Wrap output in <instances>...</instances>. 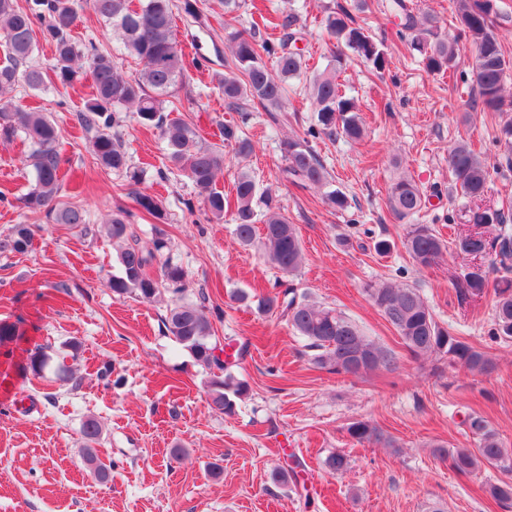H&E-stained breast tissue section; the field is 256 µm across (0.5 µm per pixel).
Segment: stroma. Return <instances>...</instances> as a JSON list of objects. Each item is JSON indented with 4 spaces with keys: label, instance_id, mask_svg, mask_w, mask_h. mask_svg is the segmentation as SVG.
<instances>
[{
    "label": "stroma",
    "instance_id": "obj_1",
    "mask_svg": "<svg viewBox=\"0 0 512 512\" xmlns=\"http://www.w3.org/2000/svg\"><path fill=\"white\" fill-rule=\"evenodd\" d=\"M270 1L297 15L307 75L291 81L282 110L258 113L245 127L254 145L245 158L223 145L220 133L222 124L238 120L214 81L224 69L223 0H201V22L181 14L175 20L179 44L187 54L207 56L209 67L189 69L166 105L194 123L202 143L223 145L228 162L217 190L232 195L239 169L246 168L276 196L302 241L304 262L293 282L309 302L341 310L367 336L400 353L398 335L365 288L384 279L416 286L438 322L489 352L495 371L475 375L404 357L395 370L362 378L316 368L286 319L256 308L281 272L259 246L242 247L230 221L188 211L193 183L170 168L158 132L126 118L113 132L133 165L145 170L142 190L163 203V229L189 273L188 298L206 295L218 345L248 347L235 373L249 384V397L234 416L215 411L207 371L160 322L166 299L119 297L108 286L120 271V245L105 229L113 212L130 211L146 244L155 223L137 206L125 174L94 162L91 136L76 118L91 78L42 92L19 86L15 104L47 113L61 130L60 201L80 200L96 233L81 234L25 207L31 148L20 137L0 144V238L19 224L34 231L27 251L0 253V323L16 328L14 338L0 344V512H512V501H495L486 491L501 471L487 467L461 477L434 452L438 445L474 447L472 413L512 449V342L487 336L490 297L459 298L453 283L465 267L462 258L450 252L421 268L401 244L411 222L432 225L449 241L476 232L448 171V148L456 141L471 143L492 166L483 207L512 205V171L494 168L501 116L472 102V47L460 41L459 67L433 73L421 55L407 51L410 35L396 26L387 0H369L358 21L383 41L388 66L376 73L350 53L337 73L340 90L355 101L364 137L310 142L333 188L350 202L338 212L323 203V189L303 190L284 179L279 143L303 136L315 122L308 77L326 66L332 49L323 19L327 8L348 0H241L238 28H249L253 9ZM402 175L426 196L425 208L409 222L388 204V187ZM379 238L394 242L390 254L375 253ZM240 292L250 302H238ZM40 346L50 361L37 379L25 366ZM61 363L73 371L72 381L57 380ZM89 417L102 427L95 453L111 469L107 482L83 461L80 431ZM357 420L378 427L394 447L356 443L347 427ZM174 448L184 449L181 460L171 459ZM333 452L348 459L338 474L324 465ZM278 469L289 471L287 484L273 482Z\"/></svg>",
    "mask_w": 512,
    "mask_h": 512
}]
</instances>
